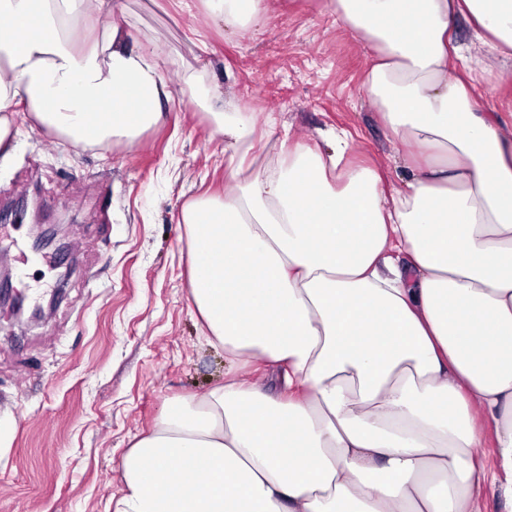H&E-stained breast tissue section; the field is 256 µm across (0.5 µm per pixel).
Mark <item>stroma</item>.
<instances>
[{
  "mask_svg": "<svg viewBox=\"0 0 512 512\" xmlns=\"http://www.w3.org/2000/svg\"><path fill=\"white\" fill-rule=\"evenodd\" d=\"M116 3L135 48L166 57L165 79L186 96L132 145L73 147L16 115V149L0 158V266L46 318L0 308V512H113L120 458L163 404L223 384L180 222L186 202L224 194L214 87L221 112L252 126L255 167L283 134L313 143L343 129L353 159L401 176L400 148L364 92L373 52L325 0H265L262 24L237 30L205 0ZM24 196L69 253L33 255L29 221L10 214Z\"/></svg>",
  "mask_w": 512,
  "mask_h": 512,
  "instance_id": "stroma-1",
  "label": "stroma"
}]
</instances>
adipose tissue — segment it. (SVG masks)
<instances>
[{"label":"adipose tissue","mask_w":512,"mask_h":512,"mask_svg":"<svg viewBox=\"0 0 512 512\" xmlns=\"http://www.w3.org/2000/svg\"><path fill=\"white\" fill-rule=\"evenodd\" d=\"M328 6L376 53L364 90L408 175L385 189L343 130L257 169L248 124L216 127L224 195L180 221L225 379L164 404L121 458L113 512H487L489 491L512 512V128L475 94L477 76L512 78V0ZM2 15L0 153L23 107L73 146L164 124L176 93L115 0ZM76 25L103 34L80 50Z\"/></svg>","instance_id":"1"}]
</instances>
